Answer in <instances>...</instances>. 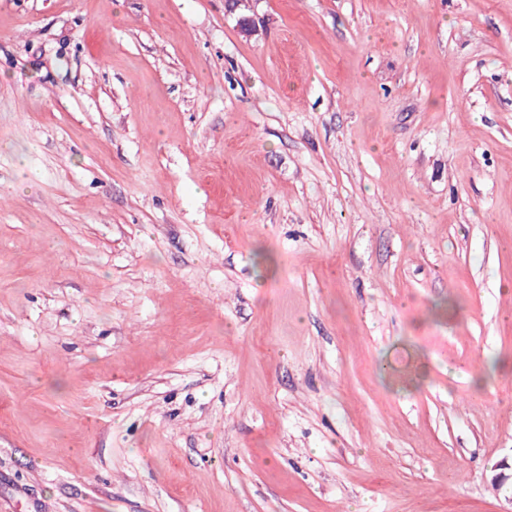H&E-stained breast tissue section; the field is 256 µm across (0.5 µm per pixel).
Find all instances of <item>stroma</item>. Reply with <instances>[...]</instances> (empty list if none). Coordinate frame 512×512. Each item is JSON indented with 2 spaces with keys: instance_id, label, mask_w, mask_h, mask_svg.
I'll list each match as a JSON object with an SVG mask.
<instances>
[{
  "instance_id": "1",
  "label": "stroma",
  "mask_w": 512,
  "mask_h": 512,
  "mask_svg": "<svg viewBox=\"0 0 512 512\" xmlns=\"http://www.w3.org/2000/svg\"><path fill=\"white\" fill-rule=\"evenodd\" d=\"M0 0V512H512V0Z\"/></svg>"
}]
</instances>
